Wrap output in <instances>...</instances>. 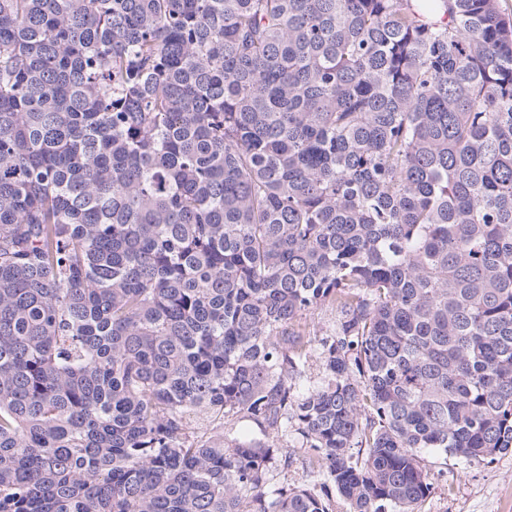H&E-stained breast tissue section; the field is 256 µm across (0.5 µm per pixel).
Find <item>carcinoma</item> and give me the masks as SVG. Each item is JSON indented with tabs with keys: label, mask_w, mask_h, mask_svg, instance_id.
<instances>
[{
	"label": "carcinoma",
	"mask_w": 512,
	"mask_h": 512,
	"mask_svg": "<svg viewBox=\"0 0 512 512\" xmlns=\"http://www.w3.org/2000/svg\"><path fill=\"white\" fill-rule=\"evenodd\" d=\"M509 452L500 0H0V512H420ZM268 487L270 489L277 488L281 485H313L323 482V476L318 472L304 471L301 463L297 461L288 470L277 467L273 469L268 478Z\"/></svg>",
	"instance_id": "1"
}]
</instances>
